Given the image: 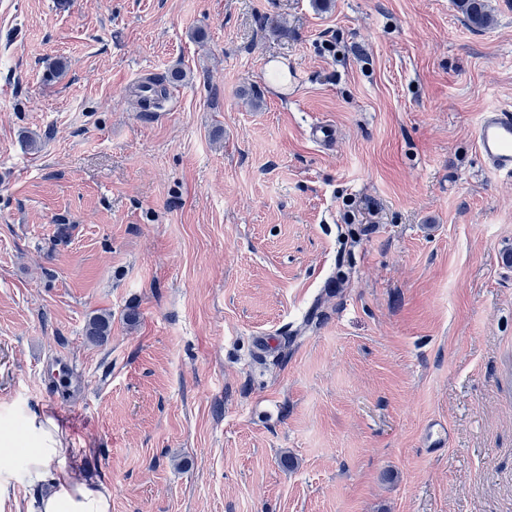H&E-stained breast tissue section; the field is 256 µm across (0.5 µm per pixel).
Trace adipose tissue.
I'll list each match as a JSON object with an SVG mask.
<instances>
[{
    "label": "adipose tissue",
    "mask_w": 512,
    "mask_h": 512,
    "mask_svg": "<svg viewBox=\"0 0 512 512\" xmlns=\"http://www.w3.org/2000/svg\"><path fill=\"white\" fill-rule=\"evenodd\" d=\"M21 428L34 446L24 452L20 466L25 482L37 493L19 496L13 473L1 469L0 512H112L110 489L84 469L54 418L32 413Z\"/></svg>",
    "instance_id": "obj_1"
}]
</instances>
